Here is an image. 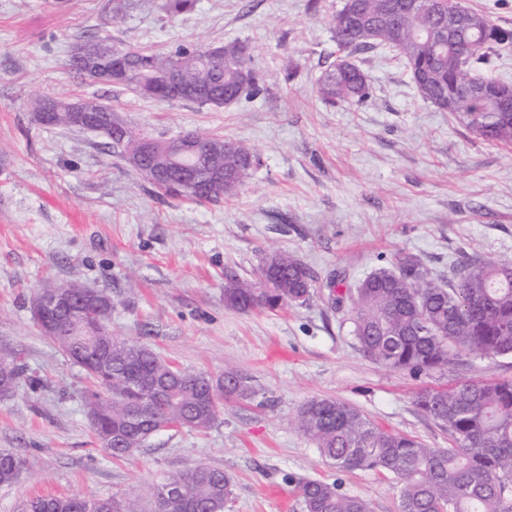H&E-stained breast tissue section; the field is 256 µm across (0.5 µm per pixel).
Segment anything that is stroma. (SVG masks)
<instances>
[{"label":"stroma","instance_id":"1","mask_svg":"<svg viewBox=\"0 0 512 512\" xmlns=\"http://www.w3.org/2000/svg\"><path fill=\"white\" fill-rule=\"evenodd\" d=\"M336 3L198 0L168 19L151 7L113 16L112 0H0V355L25 368L0 398V449L26 463L16 483L0 485V512H20L39 494L135 498L152 512L155 486L196 464L232 477L231 512H303L299 478L340 483L371 512H398L396 481L322 460L297 427L300 407L340 399L385 429L446 448L447 432L417 409L416 392L512 379V357L466 351L427 375L384 368L359 350L350 307L330 299L336 272L354 283L399 252L442 278L464 255L512 261V148L421 100L386 48L357 57L372 81L365 103L320 102L317 79L338 54ZM91 35L164 53L242 40L267 90L214 109L83 84L67 63ZM287 56L298 66L289 80ZM39 96L99 97L135 130L162 140L218 134L255 148L261 164L229 201L154 194L103 137L34 124L27 102ZM273 251L311 269L309 301L277 312L225 307L228 277L254 280ZM70 282L110 297L113 335L189 371L246 373L259 397L225 402L207 431H163L112 458L86 416L83 369L32 315L41 288Z\"/></svg>","mask_w":512,"mask_h":512}]
</instances>
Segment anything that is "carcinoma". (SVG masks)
Masks as SVG:
<instances>
[{
    "label": "carcinoma",
    "mask_w": 512,
    "mask_h": 512,
    "mask_svg": "<svg viewBox=\"0 0 512 512\" xmlns=\"http://www.w3.org/2000/svg\"><path fill=\"white\" fill-rule=\"evenodd\" d=\"M196 0H161L173 19L194 9ZM340 55L318 78L320 101L334 107L361 104L371 93L368 74L353 56L380 47L405 62L420 98L455 117L483 141L512 146V84L483 68L486 57L512 45V29L495 23L463 0H428L420 10H405L400 0L344 2L329 19ZM224 66L209 65L207 49L181 45L160 54L149 48L121 47L107 38L87 37L73 47L68 67L84 82L110 85L143 99L222 108L262 91L247 43L215 46ZM183 89L175 94L170 76ZM43 128L83 129L70 100L38 97L30 103ZM85 117L100 127L108 152L140 171L163 168L169 182L143 179L150 190L174 199L216 202L237 194L259 164L247 145L216 134L188 131L175 136L184 154L175 163L157 140L128 127L98 98L85 99ZM314 275L301 261L280 252L266 254L257 278L232 277L224 304L237 311H276L309 299ZM333 303H348L360 351L377 364L412 375L448 366L457 352L512 357V262L465 257L443 285L430 277L420 258L401 253L356 286L346 273L329 282ZM41 293L82 295L83 318L62 321L52 340L69 358L82 361L89 386L84 405L96 439L112 457L131 455L169 427L206 431L217 421L224 401L250 402L259 395L252 379L228 370L214 377L174 366L152 348L112 335L108 319L96 323L97 336L82 320L102 307L112 309L101 291L77 284H52ZM108 343L103 362L95 340ZM24 373L15 361H0V394L13 392ZM415 405L442 430L449 448H429L415 437L385 430L357 407L340 399L315 398L300 409L298 428L315 443L325 462L340 471L373 470L399 484L398 512H512V381L469 379L448 388L425 387ZM25 462L0 451V485L14 483ZM184 489L164 497L154 488L155 512H224L232 501L231 478L205 464L188 467L164 480ZM305 512H370L368 503L317 479L297 480ZM23 512H142L137 501L120 506L109 498L37 496Z\"/></svg>",
    "instance_id": "carcinoma-1"
}]
</instances>
